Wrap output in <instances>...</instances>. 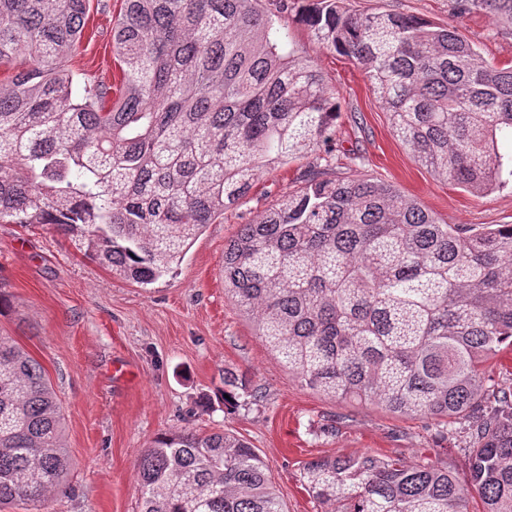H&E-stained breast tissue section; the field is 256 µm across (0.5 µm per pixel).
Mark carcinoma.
<instances>
[{
  "label": "carcinoma",
  "mask_w": 512,
  "mask_h": 512,
  "mask_svg": "<svg viewBox=\"0 0 512 512\" xmlns=\"http://www.w3.org/2000/svg\"><path fill=\"white\" fill-rule=\"evenodd\" d=\"M112 33L118 97L67 62L89 0H0V224L71 236L113 273L151 284L268 167L328 142L336 94L286 48L259 0H124ZM512 24V0H468ZM305 22L361 65L415 160L475 195L512 178V66L453 26L350 13ZM224 288L288 372L337 401L465 423L470 480L377 455L303 467L333 512H512V387L483 366L512 348V224H442L392 184L305 185L224 247ZM70 458L44 368L0 336V505L50 512ZM139 512H286L256 449L230 432H164L137 464Z\"/></svg>",
  "instance_id": "cac0c4a2"
}]
</instances>
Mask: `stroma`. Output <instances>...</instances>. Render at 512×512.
I'll list each match as a JSON object with an SVG mask.
<instances>
[{"mask_svg": "<svg viewBox=\"0 0 512 512\" xmlns=\"http://www.w3.org/2000/svg\"><path fill=\"white\" fill-rule=\"evenodd\" d=\"M351 12L413 14L451 25L483 59L512 65V29L458 0H345ZM312 0H288L284 34L313 60L339 105L327 145L268 168L245 203L225 211L192 243L183 263L143 286L112 273L51 227L0 224V335L45 369L65 418L73 469L70 492L54 512H138L135 465L161 433L189 426L246 437L267 464L287 512H325L307 492L308 461L374 454L427 462L468 479L461 424L340 403L290 375L224 290V246L241 225L305 184L310 170L394 185L443 224H512V182L478 196L448 185L416 162L394 132L363 69L327 50L299 19ZM123 0H90L84 36L68 66L79 76L119 85L112 28ZM243 379L245 395L225 404L222 374ZM334 433H327V426Z\"/></svg>", "mask_w": 512, "mask_h": 512, "instance_id": "1", "label": "stroma"}]
</instances>
